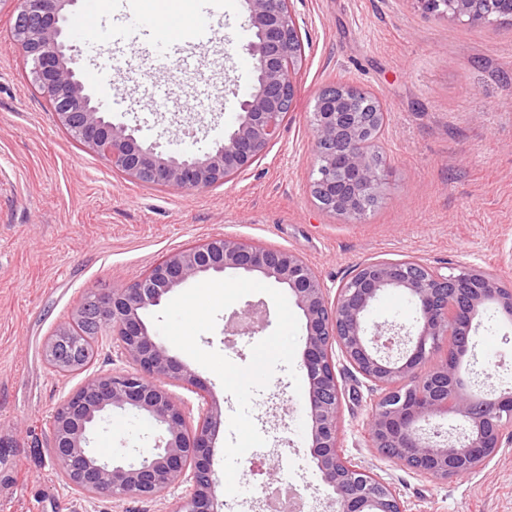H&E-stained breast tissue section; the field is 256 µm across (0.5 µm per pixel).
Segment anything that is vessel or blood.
I'll list each match as a JSON object with an SVG mask.
<instances>
[{"instance_id": "b4317fda", "label": "vessel or blood", "mask_w": 512, "mask_h": 512, "mask_svg": "<svg viewBox=\"0 0 512 512\" xmlns=\"http://www.w3.org/2000/svg\"><path fill=\"white\" fill-rule=\"evenodd\" d=\"M99 0H83V5L71 21L74 34L85 35L95 30L99 21ZM212 25L204 24L195 28L192 34H185L178 26L167 23L158 17L147 23L139 24L126 19L114 23L112 27V45L120 48L127 44L141 45L146 51L163 58L179 53L187 38L205 41L213 34Z\"/></svg>"}]
</instances>
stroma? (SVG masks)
<instances>
[{"label":"stroma","instance_id":"stroma-1","mask_svg":"<svg viewBox=\"0 0 512 512\" xmlns=\"http://www.w3.org/2000/svg\"><path fill=\"white\" fill-rule=\"evenodd\" d=\"M217 34L183 58L158 63L127 47L113 52V16L162 10V0H105L103 25L87 38L67 34L80 71L101 67L97 87L113 123L138 128L144 145L202 154L223 139L256 84L246 49L254 32L243 0H222ZM304 58L292 76L293 107L280 134L233 182L173 191L129 180L82 149L57 125L30 86L11 38V5L0 6V512H174L185 487L160 500L116 503L73 492L49 457V423L87 376L125 371L111 335L83 372L62 375L43 355L45 339L71 321L87 295L129 283L172 251L233 235L289 250L334 289L359 264L418 257L442 272L469 265L501 272L512 288V27L491 29L422 12L416 0H292ZM346 84L387 112L380 148L389 169L377 205L356 223L322 210L310 192V117L319 92ZM274 311L264 293L223 310L202 348L244 366L259 335L234 320L247 305ZM462 367L473 389L512 385V325L486 312ZM179 360L203 389L163 381L184 405L236 409L219 378L186 353ZM340 447L354 465L387 483L406 512H512V447L484 467L447 480L418 475L368 445L370 393L338 363ZM305 396L285 368L252 400L266 438L254 453L279 465L309 503L331 512L334 493L310 454ZM154 427L129 411L107 412L92 432L102 459H134L153 445Z\"/></svg>","mask_w":512,"mask_h":512}]
</instances>
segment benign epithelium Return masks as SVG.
Segmentation results:
<instances>
[{
    "instance_id": "benign-epithelium-1",
    "label": "benign epithelium",
    "mask_w": 512,
    "mask_h": 512,
    "mask_svg": "<svg viewBox=\"0 0 512 512\" xmlns=\"http://www.w3.org/2000/svg\"><path fill=\"white\" fill-rule=\"evenodd\" d=\"M14 4L15 42L29 65L31 83L46 98L58 124L85 149L124 176L174 191H202L249 170L276 137L296 88L291 74L302 61L290 0H244L255 40L257 85L240 101V116L211 151L171 155L142 145L137 129L106 119L69 54L64 31L76 0H0ZM426 14L485 24L512 13V0H415ZM357 88L329 87L317 97L311 127L314 168L311 193L321 209L355 222L375 204L388 169L375 149L385 120L358 111ZM227 270L260 275L287 288L305 318L302 365L308 380L306 416L311 457L332 488L342 512H405L390 486L352 465L339 445L342 392L336 356L351 365L379 397L367 421L369 445L430 477L467 475L512 446V389L475 393L461 378V360L473 347V321L488 309L512 323V289L501 275L479 266L443 274L420 258L360 264L335 295L314 268L295 253L224 235L168 254L133 282L94 292L74 314L88 313L112 329L125 373L87 378L56 409L50 455L79 493L121 501L157 499L174 486H189L177 512H221L220 486L212 469L213 438L221 411L205 402L197 423L156 384L175 379L201 388L198 376L171 355L146 319L172 290ZM405 291L415 306L414 328L370 318L380 294ZM85 336L64 324L48 337L45 356L59 373L74 371ZM131 409L156 425L154 448L131 462H102L90 434L104 412ZM447 419L442 430L436 419Z\"/></svg>"
}]
</instances>
